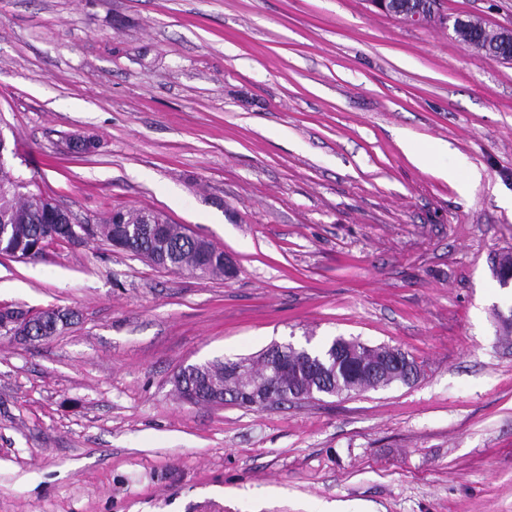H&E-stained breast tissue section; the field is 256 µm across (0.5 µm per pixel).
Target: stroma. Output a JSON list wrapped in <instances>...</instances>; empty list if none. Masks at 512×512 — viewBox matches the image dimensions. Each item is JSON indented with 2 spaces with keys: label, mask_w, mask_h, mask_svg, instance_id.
<instances>
[{
  "label": "stroma",
  "mask_w": 512,
  "mask_h": 512,
  "mask_svg": "<svg viewBox=\"0 0 512 512\" xmlns=\"http://www.w3.org/2000/svg\"><path fill=\"white\" fill-rule=\"evenodd\" d=\"M443 2L512 28V0ZM0 131L74 223L146 208L236 265L0 256V305L75 314L0 335V512H512V65L369 0H0ZM337 337L422 373L267 409L175 394L183 366Z\"/></svg>",
  "instance_id": "stroma-1"
}]
</instances>
